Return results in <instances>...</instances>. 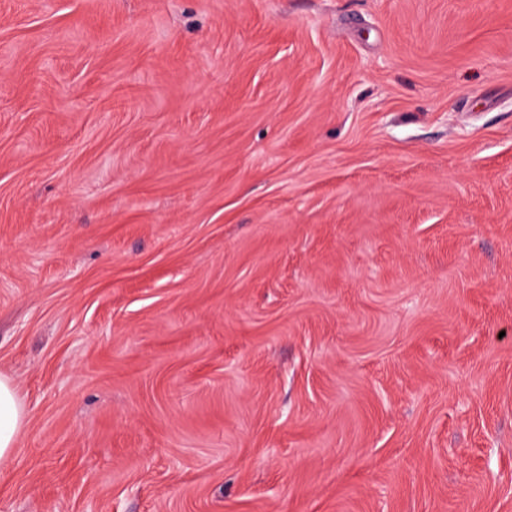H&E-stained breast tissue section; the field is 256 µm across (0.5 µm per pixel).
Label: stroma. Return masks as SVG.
I'll return each mask as SVG.
<instances>
[{"instance_id":"stroma-1","label":"stroma","mask_w":512,"mask_h":512,"mask_svg":"<svg viewBox=\"0 0 512 512\" xmlns=\"http://www.w3.org/2000/svg\"><path fill=\"white\" fill-rule=\"evenodd\" d=\"M0 512H512V0H0ZM24 420V406L16 386L0 376V462L13 456Z\"/></svg>"}]
</instances>
